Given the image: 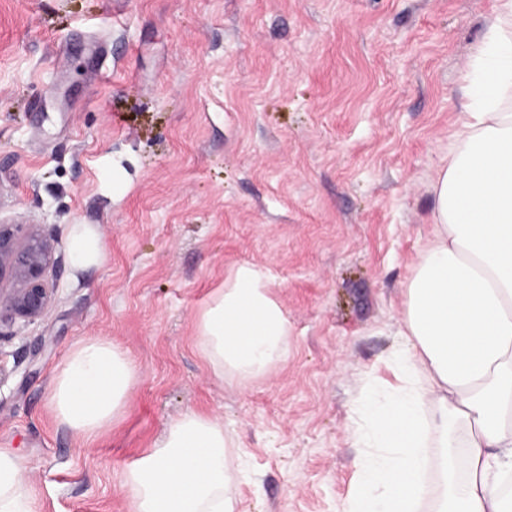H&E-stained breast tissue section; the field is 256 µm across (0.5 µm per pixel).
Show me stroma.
I'll list each match as a JSON object with an SVG mask.
<instances>
[{"instance_id": "35a3bbf8", "label": "stroma", "mask_w": 512, "mask_h": 512, "mask_svg": "<svg viewBox=\"0 0 512 512\" xmlns=\"http://www.w3.org/2000/svg\"><path fill=\"white\" fill-rule=\"evenodd\" d=\"M494 0H0V222L101 228L46 316L0 343V448L42 512H130L123 470L189 410L239 445L237 512H342L354 405L389 358L430 185ZM264 276L288 353L217 379L196 315ZM85 336L137 362L95 443L47 407Z\"/></svg>"}]
</instances>
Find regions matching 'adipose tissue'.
Wrapping results in <instances>:
<instances>
[{
	"mask_svg": "<svg viewBox=\"0 0 512 512\" xmlns=\"http://www.w3.org/2000/svg\"><path fill=\"white\" fill-rule=\"evenodd\" d=\"M461 118L432 183L431 226L406 288L398 383L353 409L364 450L343 512H417L429 445L444 451L432 512H512V0H496L463 75ZM74 272L100 267L99 225L68 234ZM196 348L216 378L259 376L288 352V324L244 268L197 316ZM138 366L111 340H78L56 369L49 408L86 443L124 415ZM236 441L221 417L185 412L120 487L132 512H235ZM23 459L0 448V512H39Z\"/></svg>",
	"mask_w": 512,
	"mask_h": 512,
	"instance_id": "adipose-tissue-1",
	"label": "adipose tissue"
}]
</instances>
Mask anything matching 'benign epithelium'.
I'll return each instance as SVG.
<instances>
[{"instance_id": "7a95c632", "label": "benign epithelium", "mask_w": 512, "mask_h": 512, "mask_svg": "<svg viewBox=\"0 0 512 512\" xmlns=\"http://www.w3.org/2000/svg\"><path fill=\"white\" fill-rule=\"evenodd\" d=\"M57 245L44 224H0V342L48 312L66 260Z\"/></svg>"}]
</instances>
